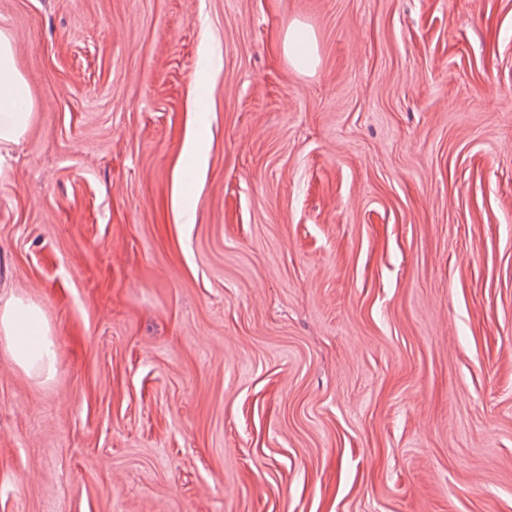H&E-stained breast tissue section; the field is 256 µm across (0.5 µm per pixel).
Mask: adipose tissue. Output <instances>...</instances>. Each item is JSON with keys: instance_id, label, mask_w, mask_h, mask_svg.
Returning <instances> with one entry per match:
<instances>
[{"instance_id": "ef3b65f1", "label": "adipose tissue", "mask_w": 512, "mask_h": 512, "mask_svg": "<svg viewBox=\"0 0 512 512\" xmlns=\"http://www.w3.org/2000/svg\"><path fill=\"white\" fill-rule=\"evenodd\" d=\"M33 102L26 79L15 63L12 39L0 31V145L18 143L33 120ZM0 337L12 360L24 371L51 376L57 346L38 306L11 299L0 305Z\"/></svg>"}]
</instances>
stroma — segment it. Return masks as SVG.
I'll use <instances>...</instances> for the list:
<instances>
[{
	"instance_id": "obj_1",
	"label": "stroma",
	"mask_w": 512,
	"mask_h": 512,
	"mask_svg": "<svg viewBox=\"0 0 512 512\" xmlns=\"http://www.w3.org/2000/svg\"><path fill=\"white\" fill-rule=\"evenodd\" d=\"M1 29L35 115L0 299L58 362L0 340V512H512V0H0ZM284 51L296 66H314L316 42L312 31L300 23H292L284 40ZM0 335L21 369L46 377L55 372L57 346L38 306L22 299L0 305Z\"/></svg>"
}]
</instances>
